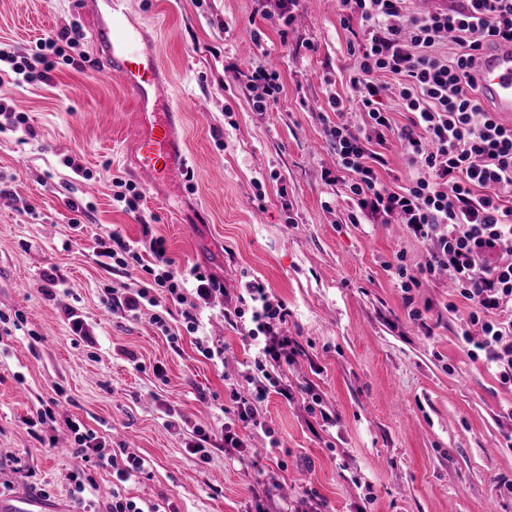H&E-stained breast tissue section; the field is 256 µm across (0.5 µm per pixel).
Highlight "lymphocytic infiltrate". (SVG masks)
Returning <instances> with one entry per match:
<instances>
[{"label": "lymphocytic infiltrate", "instance_id": "f902f5d3", "mask_svg": "<svg viewBox=\"0 0 512 512\" xmlns=\"http://www.w3.org/2000/svg\"><path fill=\"white\" fill-rule=\"evenodd\" d=\"M408 0H340L344 21L358 20L363 39L356 48L358 67L350 82L358 92L362 124L350 128L328 123L326 132L336 152L339 169L352 177L349 186L356 213L389 223L400 218L418 241L433 242L425 263L415 271L396 266L402 289L417 284L419 276L444 271L460 296L470 302V319L482 339L476 347L486 359L503 362V382L512 381V263L497 262L498 250L512 248V125L500 122L480 103L470 79L483 45L512 41V0H461L449 8L431 7L413 13ZM84 33L71 23L58 36L38 39L33 48L16 49L0 42V64L16 83H44L52 71L68 66L98 69V61L81 52ZM452 43L445 51L444 43ZM396 99L406 112L397 124L383 106L382 95ZM403 145L411 169L407 185L381 188L377 173L384 165L378 146L388 137ZM97 263L127 275L146 273L147 284L105 289L103 302L110 311L129 317L153 308L152 321L160 330L168 325L162 302L178 307L198 352L209 360H223V348L209 345L198 330L206 309L215 306L224 285L199 267L180 269L168 256L160 237L132 241L120 232L97 238ZM251 308L237 306L224 312L232 327L242 330L253 350L244 375L247 392L231 389L229 400L243 425L263 424L262 410L270 394L292 399L283 367L296 353L295 341L284 335L288 317L283 302L270 298L258 281L247 282ZM66 427L83 457H96L111 467L117 481L142 471L144 462H118L105 450L96 432L81 421Z\"/></svg>", "mask_w": 512, "mask_h": 512}]
</instances>
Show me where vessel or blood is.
I'll return each instance as SVG.
<instances>
[{
  "label": "vessel or blood",
  "mask_w": 512,
  "mask_h": 512,
  "mask_svg": "<svg viewBox=\"0 0 512 512\" xmlns=\"http://www.w3.org/2000/svg\"><path fill=\"white\" fill-rule=\"evenodd\" d=\"M100 15L110 6L93 32L108 56L109 72L124 85L136 108L150 110L152 119L133 135L141 160L139 172L147 183L180 181L185 147L176 135L181 115L167 94L168 78L159 53L138 28L129 26L124 0H81ZM479 97L489 111L512 120V42L498 41L482 51L472 73ZM40 497L30 493L0 494V512H45Z\"/></svg>",
  "instance_id": "obj_1"
}]
</instances>
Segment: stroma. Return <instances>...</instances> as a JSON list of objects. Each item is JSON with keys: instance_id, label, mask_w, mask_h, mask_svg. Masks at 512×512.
Segmentation results:
<instances>
[{"instance_id": "stroma-1", "label": "stroma", "mask_w": 512, "mask_h": 512, "mask_svg": "<svg viewBox=\"0 0 512 512\" xmlns=\"http://www.w3.org/2000/svg\"><path fill=\"white\" fill-rule=\"evenodd\" d=\"M126 2L170 73L193 178L180 190L143 187L142 216L125 213L112 179H137L127 141L138 115L123 86L70 67L45 84L0 85L37 132L0 133V312L22 317L0 324V484L43 493L54 512H71L77 471L100 512L113 489L162 512H247L261 482L274 512L307 489L323 512H512V385L474 351L469 302L440 272L403 291L392 264L424 261L428 245L402 224L349 220L348 176L325 118L330 95L356 94L348 47L363 37L359 22L342 25L337 0H299L288 24L272 0ZM73 22L87 34L97 25L79 0H0V41L20 49ZM258 66L283 85L263 112L235 77ZM115 230L163 237L177 264L216 275L230 298L256 280L284 301L296 392L271 395L264 409L278 447L247 427L245 452L215 448L201 465L166 427L169 404L206 428L235 421L228 388L243 383L252 352L219 314L198 334L223 345L220 365L197 352L180 314L168 318L173 344L151 311L108 312L103 288L126 278L93 248ZM71 310L89 341L72 335ZM316 397L333 425L310 414ZM47 408L55 429L42 441L25 421ZM70 419L118 460L143 459V471L120 484L82 460Z\"/></svg>"}]
</instances>
